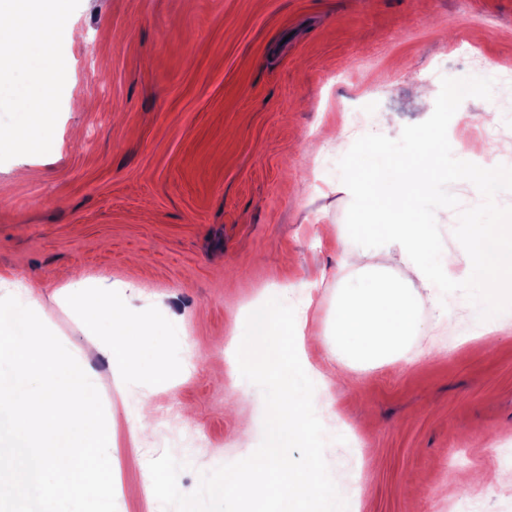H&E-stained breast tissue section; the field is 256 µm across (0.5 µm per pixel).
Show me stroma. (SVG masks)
<instances>
[{"label": "stroma", "mask_w": 512, "mask_h": 512, "mask_svg": "<svg viewBox=\"0 0 512 512\" xmlns=\"http://www.w3.org/2000/svg\"><path fill=\"white\" fill-rule=\"evenodd\" d=\"M70 30L51 49L57 89L52 147L18 151V99L33 78L0 79V280L36 281L47 326L97 387L112 422L126 490L116 512H237L208 492L263 447L271 389L253 368L227 371L224 349L245 307L284 288L313 300L324 335L336 287L318 285L344 253L324 225L353 223L342 187L356 167L413 150L421 124L448 128V164L464 178L421 200L442 249L465 256L467 222L512 217V178L482 126L512 141V86L470 64L481 49L512 65V0H67ZM434 106L417 109L413 88ZM469 87L458 95L457 86ZM384 151L366 150L367 135ZM86 279L79 300L68 271ZM155 336L129 365L105 350L108 323L82 330L99 281ZM447 330L398 362L354 369L309 350L315 368L348 375L320 392L310 423L323 468L345 486L350 461L336 429L361 433V512H512V297L491 339L475 338L474 292H442ZM190 409L171 435L132 436L142 402ZM169 490L147 503L143 474ZM480 471L482 484L470 477Z\"/></svg>", "instance_id": "stroma-1"}]
</instances>
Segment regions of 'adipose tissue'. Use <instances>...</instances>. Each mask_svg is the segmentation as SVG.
Wrapping results in <instances>:
<instances>
[{
	"instance_id": "adipose-tissue-1",
	"label": "adipose tissue",
	"mask_w": 512,
	"mask_h": 512,
	"mask_svg": "<svg viewBox=\"0 0 512 512\" xmlns=\"http://www.w3.org/2000/svg\"><path fill=\"white\" fill-rule=\"evenodd\" d=\"M69 24L65 0H0V73L26 68L41 75L19 99L20 110L28 115L27 125L14 133L19 147H27L48 129L55 102L47 78L55 67L50 46ZM412 138V155L394 165L391 177L377 168L356 172L354 180L362 186L357 217L336 232L347 273L336 283L327 333L333 339V356L354 368L397 361L414 340L447 324L450 314L439 294L455 287L458 278L474 285L479 317L490 326L498 321L502 292L512 289L510 224L472 223L467 265L462 276H455L457 258L438 246L434 226L419 204L436 184L457 177L448 167V130L421 127ZM370 241L397 245L403 270L367 264L364 245ZM427 306L433 311L429 323L422 318ZM104 320L111 326L108 355L115 362L131 359L135 341L153 334L147 320L129 318L122 305L113 303L107 284L85 316V335H96ZM309 322V312L292 315L286 296L278 291L252 304L247 330L235 337L231 348L239 365L262 366L278 392L264 448L235 473L209 479L214 499L247 503L249 512H360V499L340 493L317 459L303 466L288 462L292 443H314L309 425L313 396L334 381L328 371L315 372L302 384L295 378L308 348L318 342Z\"/></svg>"
}]
</instances>
